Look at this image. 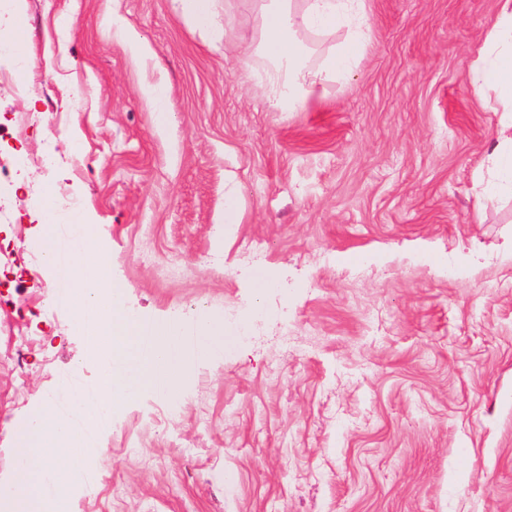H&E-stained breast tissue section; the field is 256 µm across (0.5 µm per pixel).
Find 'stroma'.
<instances>
[{
    "mask_svg": "<svg viewBox=\"0 0 512 512\" xmlns=\"http://www.w3.org/2000/svg\"><path fill=\"white\" fill-rule=\"evenodd\" d=\"M367 9L352 78L274 112L244 52L251 0H231L224 43L179 0H0L34 63L26 94L0 83V153L41 156L61 131L53 166L0 181V482L74 366L99 386L31 220L64 188L131 313L236 310L176 395L117 397L104 454L50 467L46 497L71 474L66 512H512V201L477 197L501 108L468 86L500 0Z\"/></svg>",
    "mask_w": 512,
    "mask_h": 512,
    "instance_id": "1",
    "label": "stroma"
}]
</instances>
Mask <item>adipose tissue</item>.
<instances>
[{
  "instance_id": "obj_1",
  "label": "adipose tissue",
  "mask_w": 512,
  "mask_h": 512,
  "mask_svg": "<svg viewBox=\"0 0 512 512\" xmlns=\"http://www.w3.org/2000/svg\"><path fill=\"white\" fill-rule=\"evenodd\" d=\"M488 24L478 58L469 67L472 93H493L502 120L487 159L490 178L481 183L485 197L512 196V0ZM258 40L248 53L260 57L265 77L261 92L275 112H303L329 82H345L360 58L371 17L366 0H254ZM331 38L319 64H312L315 40ZM11 480L0 483V504L8 512H62V498L45 500L40 483L45 471L67 459L82 439L72 419L59 418L47 402L22 425Z\"/></svg>"
}]
</instances>
